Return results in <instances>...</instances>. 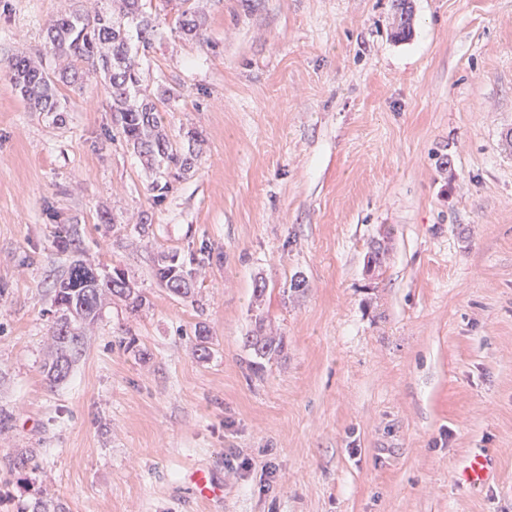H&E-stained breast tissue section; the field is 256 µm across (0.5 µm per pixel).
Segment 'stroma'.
Masks as SVG:
<instances>
[{"instance_id":"obj_1","label":"stroma","mask_w":512,"mask_h":512,"mask_svg":"<svg viewBox=\"0 0 512 512\" xmlns=\"http://www.w3.org/2000/svg\"><path fill=\"white\" fill-rule=\"evenodd\" d=\"M200 6L210 46L156 9L138 59L194 157L160 192L99 80L57 114L6 74L97 0H0V512H512V0ZM79 261L143 303L106 299L56 382ZM478 450L498 480L458 487ZM192 269H188L184 262L177 263L175 258H171L169 263L161 265L157 269V276L161 283H165L167 288L174 293H184L188 277H191ZM263 318L258 319V327L254 334L246 336L245 348L251 350L255 357L271 360L278 357L284 350L282 336H269L263 334ZM185 480L194 492L203 498L213 500L221 497L223 493L222 485L210 470L198 469L191 471L186 474Z\"/></svg>"}]
</instances>
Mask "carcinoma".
Returning a JSON list of instances; mask_svg holds the SVG:
<instances>
[{
	"instance_id": "obj_1",
	"label": "carcinoma",
	"mask_w": 512,
	"mask_h": 512,
	"mask_svg": "<svg viewBox=\"0 0 512 512\" xmlns=\"http://www.w3.org/2000/svg\"><path fill=\"white\" fill-rule=\"evenodd\" d=\"M152 0H121L119 13L98 9L92 14L69 11L56 16L47 29L54 57L64 67L50 71L29 58L16 55L9 60L10 81L37 112L66 111V97L61 89L75 87L90 76L104 74L105 90L112 100L113 123L124 141L140 153L159 158L165 171L182 170L190 157L164 138L158 131V103L165 96L153 98L141 88L137 56L131 53L130 41L137 39L143 52L153 48L161 32L153 25L146 5ZM174 27L200 44L209 43L203 32L196 0H178ZM192 270L185 263L170 259L157 269L160 282L174 293H181ZM125 298L138 307L142 295L135 293L118 270L99 275L81 264L70 269L69 276L56 290L54 305L63 317L53 326L52 340L57 356L49 368L54 380L68 374L72 355L81 349V336L71 328V321H93L100 313L106 293ZM264 319H258L254 334L246 337L245 348L255 357L271 360L284 350L281 336L263 333Z\"/></svg>"
}]
</instances>
